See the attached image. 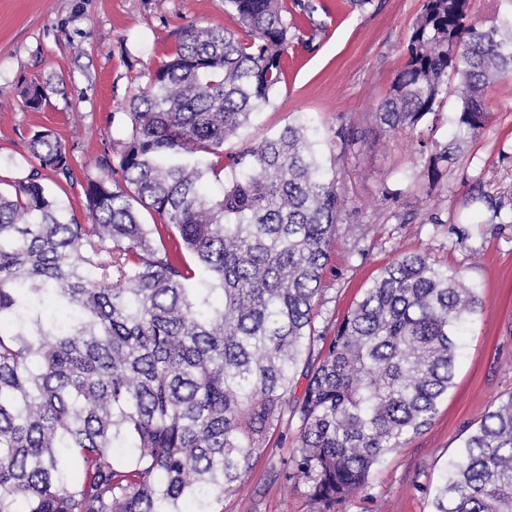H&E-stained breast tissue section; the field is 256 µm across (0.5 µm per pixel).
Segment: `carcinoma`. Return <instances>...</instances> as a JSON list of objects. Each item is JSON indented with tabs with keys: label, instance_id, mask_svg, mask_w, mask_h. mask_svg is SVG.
Segmentation results:
<instances>
[{
	"label": "carcinoma",
	"instance_id": "cac0c4a2",
	"mask_svg": "<svg viewBox=\"0 0 512 512\" xmlns=\"http://www.w3.org/2000/svg\"><path fill=\"white\" fill-rule=\"evenodd\" d=\"M227 3L244 35L186 27L131 96L112 176L84 188L89 223L41 182L71 171L50 129L30 140L27 177L0 191V512H211L293 421L286 479L329 512L431 425L453 386L459 329L483 301L421 253L384 267L331 339L317 329L343 220L335 177L300 122L224 153L285 81L302 30L285 0ZM406 54L379 128L417 134L451 79L459 142L487 125L488 88L512 77V28L425 0ZM54 92L31 85L24 105ZM227 167L221 198L202 194ZM47 294L67 327L43 317ZM433 512H512V395L468 428Z\"/></svg>",
	"mask_w": 512,
	"mask_h": 512
}]
</instances>
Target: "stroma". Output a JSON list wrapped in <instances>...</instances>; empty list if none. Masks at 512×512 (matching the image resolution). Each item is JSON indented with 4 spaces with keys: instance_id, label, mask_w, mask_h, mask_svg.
<instances>
[{
    "instance_id": "35a3bbf8",
    "label": "stroma",
    "mask_w": 512,
    "mask_h": 512,
    "mask_svg": "<svg viewBox=\"0 0 512 512\" xmlns=\"http://www.w3.org/2000/svg\"><path fill=\"white\" fill-rule=\"evenodd\" d=\"M296 21L311 47L288 54V76L270 104L254 113L226 151L307 122L325 168L342 196L345 229L331 248L316 326L334 335L364 288L400 252L418 251L460 272L482 296V311L461 340L454 385L431 425L397 449L369 486L336 512H431L432 498L468 426L512 394V77L488 90L491 119L452 159L434 163L456 137L455 96L421 128L431 149L420 154L404 132L381 135L375 112L406 60V45L425 0H300ZM240 31L226 0H0V189L30 169L28 143L42 129L65 144L71 178L46 172L43 183L79 221L88 211L83 187L110 175L114 124L137 87L173 54L188 25ZM57 84L41 110L22 103L34 82ZM359 131L347 149L340 126ZM465 225L466 244L454 227ZM296 430L281 427L252 459L239 491L215 512H318L304 483L286 480L283 462Z\"/></svg>"
}]
</instances>
